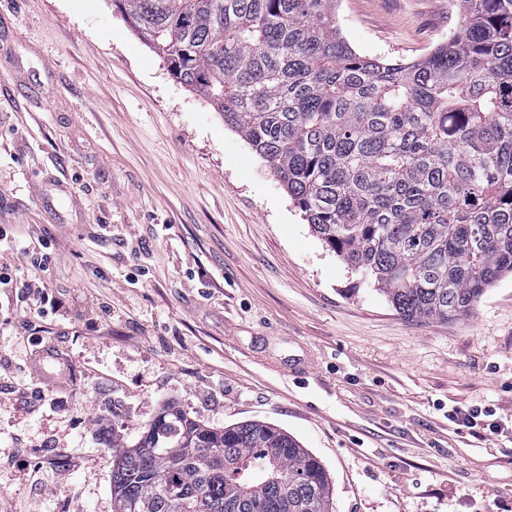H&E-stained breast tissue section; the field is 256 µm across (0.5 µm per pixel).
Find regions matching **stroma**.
Wrapping results in <instances>:
<instances>
[{
  "mask_svg": "<svg viewBox=\"0 0 512 512\" xmlns=\"http://www.w3.org/2000/svg\"><path fill=\"white\" fill-rule=\"evenodd\" d=\"M459 19L458 0L336 5L356 53L392 61ZM16 224L34 238L0 240V512H113V433L135 441L169 401L294 435L334 512H512V437L448 420L491 405L512 422V279L452 321L399 316L112 0H0V227Z\"/></svg>",
  "mask_w": 512,
  "mask_h": 512,
  "instance_id": "35a3bbf8",
  "label": "stroma"
}]
</instances>
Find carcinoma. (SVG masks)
Listing matches in <instances>:
<instances>
[{"instance_id":"carcinoma-1","label":"carcinoma","mask_w":512,"mask_h":512,"mask_svg":"<svg viewBox=\"0 0 512 512\" xmlns=\"http://www.w3.org/2000/svg\"><path fill=\"white\" fill-rule=\"evenodd\" d=\"M423 59L358 55L337 0H113L401 317L470 314L512 275V0H459ZM115 512H332L321 460L259 420L165 404L112 432Z\"/></svg>"}]
</instances>
